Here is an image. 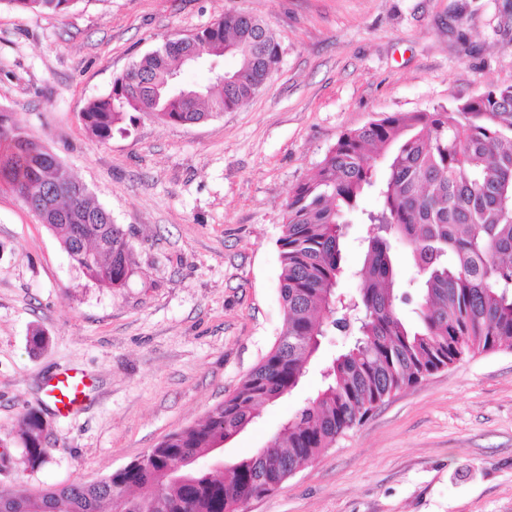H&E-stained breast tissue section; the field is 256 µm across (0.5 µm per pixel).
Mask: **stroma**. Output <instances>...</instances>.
Wrapping results in <instances>:
<instances>
[{
  "label": "stroma",
  "instance_id": "obj_1",
  "mask_svg": "<svg viewBox=\"0 0 512 512\" xmlns=\"http://www.w3.org/2000/svg\"><path fill=\"white\" fill-rule=\"evenodd\" d=\"M242 11L281 59L246 105L191 125L136 113L99 144L81 111L163 39ZM512 85V0H81L64 14L0 6V108L111 212L133 247L124 287L86 278L0 187V491L30 494L126 466L233 394L283 326L288 197L339 137L396 112ZM368 227H347L351 296ZM46 344L33 346V332ZM332 331L306 377L224 447L253 455L313 398L348 344ZM90 385L58 410L46 382ZM48 425L30 467L20 421ZM244 512H512V348L464 355L386 400Z\"/></svg>",
  "mask_w": 512,
  "mask_h": 512
}]
</instances>
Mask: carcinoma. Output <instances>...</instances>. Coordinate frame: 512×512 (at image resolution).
Returning a JSON list of instances; mask_svg holds the SVG:
<instances>
[{
    "label": "carcinoma",
    "mask_w": 512,
    "mask_h": 512,
    "mask_svg": "<svg viewBox=\"0 0 512 512\" xmlns=\"http://www.w3.org/2000/svg\"><path fill=\"white\" fill-rule=\"evenodd\" d=\"M33 12H67L81 0H0ZM199 52L219 64L237 58L232 80L197 96L182 92L184 58ZM280 45L259 19L226 13L190 36H172L115 77L112 90L81 112L105 143L134 112L172 124H195L238 109L266 84ZM0 182L10 187L90 280L125 285L132 249L112 214L88 188L65 175L56 157L0 112ZM372 191L370 223L350 325L336 289L342 275V224ZM98 248L87 263L78 230ZM409 248L413 276L403 290L392 240ZM283 327L271 350L235 392L196 425L154 449L150 466L118 469L92 483L73 482L26 496L29 512H101L112 495L132 489L123 512H240L268 495L303 463L361 424L385 398L412 387L471 352L512 342V86L491 87L453 109L396 112L344 133L315 174L295 185L278 239ZM412 306L409 319L401 306ZM349 330L352 344L322 369L323 386L285 420L268 447L216 475L207 468L172 474L179 457L203 459L237 436L258 408L290 394L320 349L326 326ZM41 417L21 419L27 462L42 465L49 448Z\"/></svg>",
    "instance_id": "obj_1"
}]
</instances>
